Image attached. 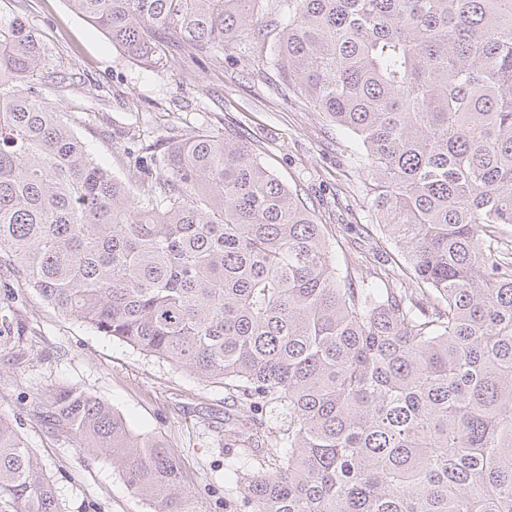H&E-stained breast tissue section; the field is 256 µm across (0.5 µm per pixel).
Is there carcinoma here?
Segmentation results:
<instances>
[{
	"label": "carcinoma",
	"mask_w": 512,
	"mask_h": 512,
	"mask_svg": "<svg viewBox=\"0 0 512 512\" xmlns=\"http://www.w3.org/2000/svg\"><path fill=\"white\" fill-rule=\"evenodd\" d=\"M129 59L214 58L261 0H66ZM270 64L359 144L380 273L342 276L324 225L232 137L98 164L0 13V270L65 315L236 399L249 460L224 512H512V0H278ZM19 335L0 300V345ZM273 407L285 424L265 429ZM51 421L112 457L153 512H204L163 441L92 392ZM0 512H62L0 416Z\"/></svg>",
	"instance_id": "cac0c4a2"
}]
</instances>
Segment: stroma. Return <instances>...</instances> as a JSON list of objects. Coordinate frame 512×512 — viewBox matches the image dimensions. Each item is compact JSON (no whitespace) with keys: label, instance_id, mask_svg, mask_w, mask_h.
I'll return each instance as SVG.
<instances>
[{"label":"stroma","instance_id":"35a3bbf8","mask_svg":"<svg viewBox=\"0 0 512 512\" xmlns=\"http://www.w3.org/2000/svg\"><path fill=\"white\" fill-rule=\"evenodd\" d=\"M20 14L44 45V68L62 82L41 87L47 103L67 112L92 157L136 180L141 149L162 154L200 129L233 135L296 189L325 224L339 270L373 272L375 240L353 135L281 90L277 70L263 67L276 35L265 16L264 39L246 37L220 58L173 49L167 67H145L115 48L66 0H0ZM17 294L19 339L0 347V413L19 432L54 483L63 512H152L127 488L107 455L88 452L46 417L59 386L86 389L109 403L133 431L161 439L182 462L206 512H224V414L233 408L222 386L95 332L59 313L32 290L0 273V298Z\"/></svg>","mask_w":512,"mask_h":512}]
</instances>
